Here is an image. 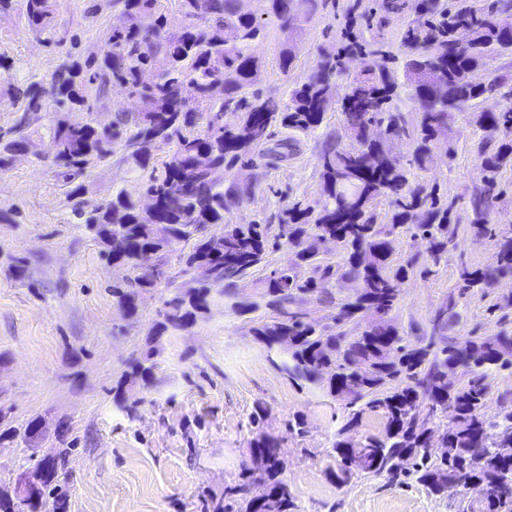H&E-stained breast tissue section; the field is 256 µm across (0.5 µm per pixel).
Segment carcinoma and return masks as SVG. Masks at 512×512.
Segmentation results:
<instances>
[{
    "label": "carcinoma",
    "mask_w": 512,
    "mask_h": 512,
    "mask_svg": "<svg viewBox=\"0 0 512 512\" xmlns=\"http://www.w3.org/2000/svg\"><path fill=\"white\" fill-rule=\"evenodd\" d=\"M158 2L115 0L121 24L101 34L99 55L82 65L62 64L46 84L11 86L22 114L13 125L0 126V171L6 172L30 134L39 132L46 104L65 113L46 128L54 176L78 199L73 212L102 247L106 264L116 261L136 272L125 286H112L127 316L137 313L140 295L170 283L167 258L178 252L185 281L163 301L155 337L129 363L113 388L115 398L136 408L143 402L139 393L153 381L160 338L193 326L216 300L234 298L239 281L261 273L262 303L233 307L239 313L269 310L270 318L257 322L253 335L273 367L343 403L347 416L331 443L330 475L342 483L385 476L407 487L419 485L451 499L453 512H512V498L471 499L456 487L462 475L476 485L512 478V456L502 454L512 448V411L495 420L482 413L490 393L489 372L512 374V331L448 335L460 318V300L485 293L500 276L512 273V228L499 230L487 219L499 174L512 167L511 102L474 114L475 126L484 133L477 147L483 187L469 200V226L473 235L493 240L496 265L461 263L457 293L430 314L424 335L404 336L394 321L402 282L415 272L425 278L434 274L460 242L458 225L450 219L454 205L442 202L435 189L410 180L392 148L412 137L411 164L426 168L440 137L452 132L456 113L497 90L499 79L474 84L467 75L483 67L493 52L512 50V25L499 19L498 0L453 7L423 0L425 19L407 25V53L398 70L368 60L336 99L349 144L330 146L320 157L322 205L316 210L297 202L275 226L225 220L252 186L237 178L215 182L212 173L236 168L242 174L266 158H288L290 143L272 141V128L307 132L321 126L328 111L325 97L333 79L345 71L342 55L321 50L307 81L292 89L284 104L250 96L248 89L259 77L251 50L263 35L265 20L242 12L240 0H179L184 15L204 26L170 32ZM293 2L265 0V15L287 34L279 62L285 72L297 48ZM54 6L55 0H0V15L20 9L32 33L48 36L54 29ZM147 17L153 24L145 28ZM85 69L100 92L111 84L125 86L137 110L121 113L108 130H98L81 81ZM403 95L415 104L417 121L411 130L397 107ZM227 112L235 114L234 123H224ZM201 116L205 129L197 133ZM147 143L168 148L161 166L150 165L151 155L141 149ZM117 146L128 171H149L142 192L152 195L155 216H143L138 196L124 188L95 204L80 200L90 169ZM379 197L392 207L389 224L377 223L373 202ZM212 224L223 225L221 232L208 234ZM403 233L426 241L424 261L412 256L404 265H393ZM112 234L125 241L118 255L112 254ZM323 241L336 243L342 262L319 258ZM283 246L293 252L294 262L276 266L271 256ZM335 277L359 282L362 292L336 298L327 287ZM307 296L334 306L332 322H311L294 308ZM367 412L383 416L384 430L360 437L356 428ZM263 420L261 408L249 416L251 466L224 488V497L204 504L203 512H296L295 497L282 478L287 463L279 441L263 431ZM439 437L445 457L429 451ZM68 453L67 448L58 451L36 496L0 491V512H42L49 499L63 512L68 494L56 475ZM254 482L265 486L264 498L247 494Z\"/></svg>",
    "instance_id": "cac0c4a2"
}]
</instances>
